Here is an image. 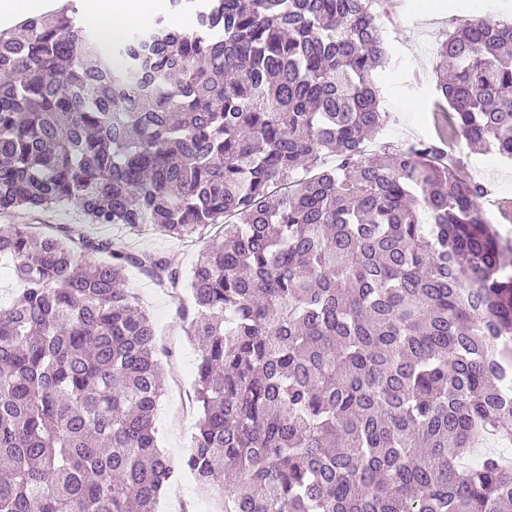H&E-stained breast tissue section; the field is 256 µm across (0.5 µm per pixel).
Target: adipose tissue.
I'll use <instances>...</instances> for the list:
<instances>
[{
    "label": "adipose tissue",
    "instance_id": "obj_1",
    "mask_svg": "<svg viewBox=\"0 0 512 512\" xmlns=\"http://www.w3.org/2000/svg\"><path fill=\"white\" fill-rule=\"evenodd\" d=\"M152 6L153 0H90L83 22L96 27L104 40L115 41L131 27L146 23Z\"/></svg>",
    "mask_w": 512,
    "mask_h": 512
}]
</instances>
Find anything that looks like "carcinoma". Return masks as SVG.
Wrapping results in <instances>:
<instances>
[{
    "mask_svg": "<svg viewBox=\"0 0 512 512\" xmlns=\"http://www.w3.org/2000/svg\"><path fill=\"white\" fill-rule=\"evenodd\" d=\"M370 0H167L102 42L79 3L0 32V213L224 241L188 274L72 230L0 225V512H156L182 470L220 512H504L512 260L435 141L366 153L387 61ZM453 137L512 161V22L438 42ZM336 152L334 168L323 151ZM136 265L193 306L199 420L177 463Z\"/></svg>",
    "mask_w": 512,
    "mask_h": 512,
    "instance_id": "1",
    "label": "carcinoma"
}]
</instances>
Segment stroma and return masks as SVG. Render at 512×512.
<instances>
[{"label": "stroma", "instance_id": "stroma-1", "mask_svg": "<svg viewBox=\"0 0 512 512\" xmlns=\"http://www.w3.org/2000/svg\"><path fill=\"white\" fill-rule=\"evenodd\" d=\"M420 9L414 0H374L377 16L389 46V62L380 72L382 107L392 121L369 141V153L382 152L385 146L435 137L433 101L437 96L439 59L438 40L464 21L480 18L473 0H426ZM448 154L452 162L463 164L476 182L485 185L480 207L495 224L501 237L512 245V220L502 214L503 201L512 199V162L478 153L463 140H454ZM15 223L36 225L39 231L54 235L68 225L93 238L121 240L133 253L154 251L166 256L180 271H188L196 260L194 247L174 239L145 232L134 235L112 225L89 223L73 205L62 203L46 210L17 212ZM128 286L141 306L155 321L159 335L157 349L166 371L174 377L162 396L155 428L161 445L172 459L186 455L198 423L193 401L194 377L199 348L186 334L188 325L179 304L164 288L136 268L128 270Z\"/></svg>", "mask_w": 512, "mask_h": 512}]
</instances>
